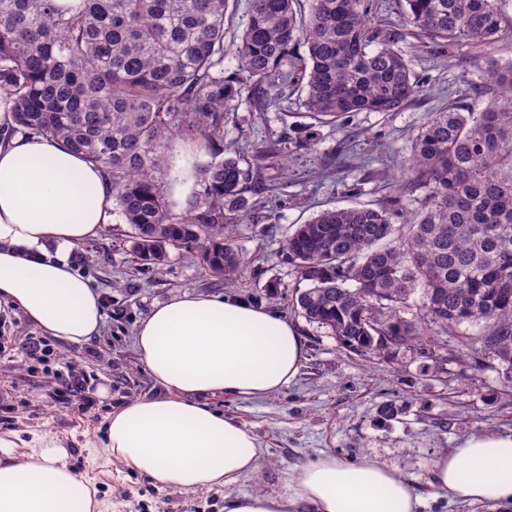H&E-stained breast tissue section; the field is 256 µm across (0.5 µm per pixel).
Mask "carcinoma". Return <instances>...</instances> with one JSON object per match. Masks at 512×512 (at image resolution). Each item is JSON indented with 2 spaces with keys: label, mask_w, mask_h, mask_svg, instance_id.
Masks as SVG:
<instances>
[{
  "label": "carcinoma",
  "mask_w": 512,
  "mask_h": 512,
  "mask_svg": "<svg viewBox=\"0 0 512 512\" xmlns=\"http://www.w3.org/2000/svg\"><path fill=\"white\" fill-rule=\"evenodd\" d=\"M249 0L224 76L228 0H0V106L9 134L67 141L104 167L131 226L132 254L163 266L170 251L198 245L212 276L234 286L249 261L231 225L251 208L253 166L224 143V112L248 91L256 112L277 106L274 88L304 92L314 128L356 112H399L423 93L401 28L376 25L374 0ZM402 28L435 56L477 49L487 58L479 111L459 101L430 114L411 141L396 191L423 193L407 221L398 200L325 209L288 236L285 259L299 280L292 306L346 350L391 361L409 344L424 369L438 332L463 324L460 345L498 362L512 381V61L495 57L499 0H401ZM305 57L297 67V48ZM202 140L210 160L197 170L186 206L160 189L175 135ZM420 294L419 312L406 318Z\"/></svg>",
  "instance_id": "1"
}]
</instances>
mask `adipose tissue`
Returning <instances> with one entry per match:
<instances>
[{
    "label": "adipose tissue",
    "mask_w": 512,
    "mask_h": 512,
    "mask_svg": "<svg viewBox=\"0 0 512 512\" xmlns=\"http://www.w3.org/2000/svg\"><path fill=\"white\" fill-rule=\"evenodd\" d=\"M105 169L56 138L0 140V301L49 336L80 345L98 336L99 295L66 258L108 223ZM55 242L49 254L46 242ZM137 356L161 396L112 411L104 423L108 460L160 490H224V512H421L424 500L393 468L325 455L298 467L280 489L236 486L263 457L253 432L212 410L207 397H265L285 388L304 358V340L271 307L234 295L184 292L158 304L136 330ZM435 497L512 512V434L462 440L430 469ZM87 474L59 438L0 435V512H95Z\"/></svg>",
    "instance_id": "obj_1"
}]
</instances>
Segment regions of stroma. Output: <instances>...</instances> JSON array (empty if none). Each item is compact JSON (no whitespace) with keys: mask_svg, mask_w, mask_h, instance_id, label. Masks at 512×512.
<instances>
[{"mask_svg":"<svg viewBox=\"0 0 512 512\" xmlns=\"http://www.w3.org/2000/svg\"><path fill=\"white\" fill-rule=\"evenodd\" d=\"M486 66L479 50L466 63L413 51V68L426 91L403 111L360 112L342 126L316 127L317 145L306 150L291 142L305 119L298 90H284L279 108L256 112L248 98L231 102L224 114V139L251 159L268 143L280 151L254 169L253 178L275 187L271 195H251V209L234 226V243L249 258L234 288L209 276L198 247L171 253L157 268L132 258L130 226L120 208L97 235L73 246L68 257L76 272L99 292L104 318L98 336L72 346L41 334L19 309L0 306V433L27 428L60 437L68 460L96 479L102 512H224L220 488L182 494L154 488L147 479L125 475L94 461L87 441L101 438L113 409L158 395L159 386L135 350L138 324L153 308L190 290L204 295L233 294L271 305L294 326L305 343L297 377L279 393L261 398L216 396L209 404L252 430L266 454L259 470L239 484L244 492L277 488L289 471L328 454L348 462L366 457L394 467L424 488L434 458L466 437L512 432V383L494 367L474 370V355L453 334L440 335L446 372L421 369L414 352L400 348L391 361H366L340 347L327 330L311 324L292 307L299 276L283 258L294 229L327 208L373 205L390 194V178L410 154V138L430 112L445 106L452 91L482 108L484 97L469 90ZM347 156L331 178L319 173L327 158ZM207 154L194 137L171 145L161 174V190L181 210L195 188V168ZM277 282V296L267 285ZM47 354L28 355L32 338ZM81 376V389L71 387ZM396 402V419L380 417L381 406Z\"/></svg>","mask_w":512,"mask_h":512,"instance_id":"1","label":"stroma"}]
</instances>
